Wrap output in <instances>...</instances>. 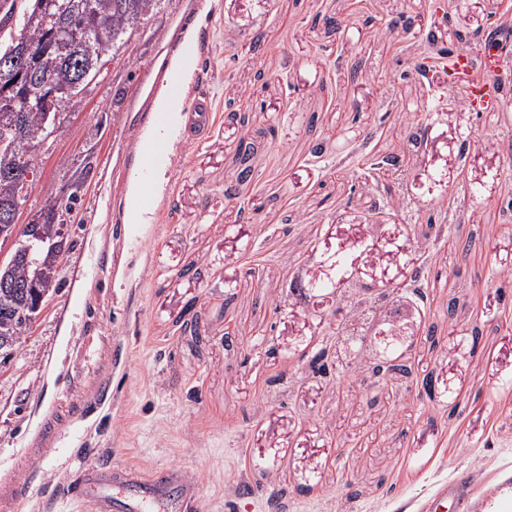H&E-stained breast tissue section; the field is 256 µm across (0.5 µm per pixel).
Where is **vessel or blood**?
Listing matches in <instances>:
<instances>
[{
  "label": "vessel or blood",
  "mask_w": 512,
  "mask_h": 512,
  "mask_svg": "<svg viewBox=\"0 0 512 512\" xmlns=\"http://www.w3.org/2000/svg\"><path fill=\"white\" fill-rule=\"evenodd\" d=\"M457 77L438 88L440 95L463 88L470 111L487 112L501 100L504 88L498 80L503 58L493 40H486L481 50L483 77L469 80V49L453 52ZM65 496L91 498L101 512H190L196 499V485L176 469L164 467L145 477L126 475L123 468L104 463L86 464Z\"/></svg>",
  "instance_id": "b4317fda"
}]
</instances>
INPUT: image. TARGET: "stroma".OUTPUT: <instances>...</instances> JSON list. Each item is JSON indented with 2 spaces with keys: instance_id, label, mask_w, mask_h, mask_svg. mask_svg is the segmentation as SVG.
Returning a JSON list of instances; mask_svg holds the SVG:
<instances>
[{
  "instance_id": "1",
  "label": "stroma",
  "mask_w": 512,
  "mask_h": 512,
  "mask_svg": "<svg viewBox=\"0 0 512 512\" xmlns=\"http://www.w3.org/2000/svg\"><path fill=\"white\" fill-rule=\"evenodd\" d=\"M432 4L162 0L132 31L35 151L23 219L50 191L78 201L56 218L69 250L50 304L0 358V512H97L60 496L87 459L178 468L194 512H269L273 495L282 512H423L452 480L449 512H482L512 485V100L426 110L433 80L413 64L432 43L414 20ZM505 6L442 0L435 41L478 46ZM174 82L207 120L157 143ZM402 105L429 128L418 143ZM155 154L158 189L142 180ZM437 169L448 187L431 196ZM135 201L151 222L130 224ZM375 232L417 246L426 272L411 374L300 369L296 341L341 355L386 314L378 301L333 327L328 297L290 292L322 252ZM428 376L448 395L427 398Z\"/></svg>"
}]
</instances>
